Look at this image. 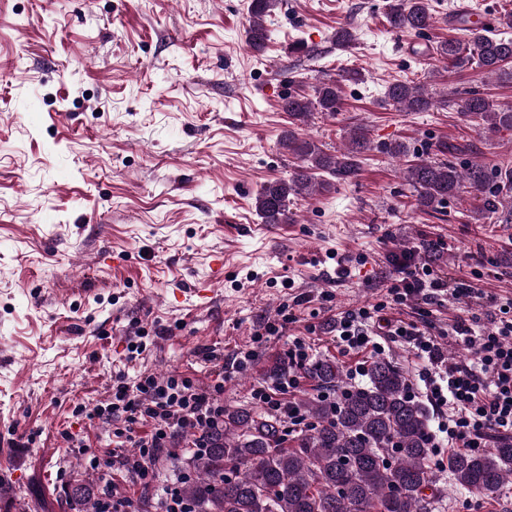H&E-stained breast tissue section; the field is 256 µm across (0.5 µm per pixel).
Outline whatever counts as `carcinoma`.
I'll list each match as a JSON object with an SVG mask.
<instances>
[{
    "mask_svg": "<svg viewBox=\"0 0 512 512\" xmlns=\"http://www.w3.org/2000/svg\"><path fill=\"white\" fill-rule=\"evenodd\" d=\"M278 0H251L247 44L261 52L268 30L265 17ZM386 19L395 30L417 34L433 27L430 0H388ZM450 73L475 66L486 75H509L512 38L472 29L466 42L441 41L432 47ZM363 80L357 68L340 78L331 76L313 94L288 93L280 108L290 124H304L315 112L335 116L342 105L341 82ZM386 101L404 112H428L437 101L420 84L397 80L386 87ZM463 114L493 132L512 131V106L495 107L479 90L467 92ZM282 145L300 162L289 179L264 183L256 195V212L264 224H292L296 197L327 193L336 184L353 181L360 171L359 156L372 150L364 125L350 128L341 151L329 152L311 137L288 129ZM427 158L409 159L404 141L386 147L393 158L405 159L403 178L415 193L416 208L435 210L467 191L481 198L479 219L497 209V176L476 161L448 162V143L427 145ZM316 385L341 392L337 401L303 397L294 408L310 428L285 445L281 420L247 410H224V419L205 431L207 448L190 458L193 476L181 484L188 512H429L426 490L433 486L428 415L407 394L405 378L386 359L368 366V383L351 388L336 361L320 359L303 368ZM448 474L456 485L483 493L512 482V440L503 439L492 451H451Z\"/></svg>",
    "mask_w": 512,
    "mask_h": 512,
    "instance_id": "obj_1",
    "label": "carcinoma"
}]
</instances>
